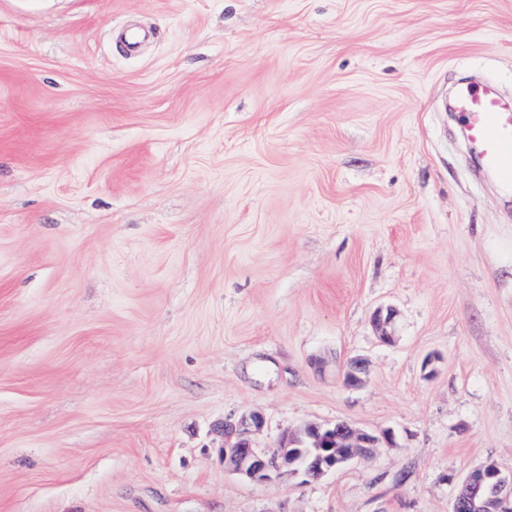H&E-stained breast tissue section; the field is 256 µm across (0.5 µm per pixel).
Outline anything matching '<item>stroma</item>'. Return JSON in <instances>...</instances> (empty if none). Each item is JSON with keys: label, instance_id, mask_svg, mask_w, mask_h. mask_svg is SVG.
Segmentation results:
<instances>
[{"label": "stroma", "instance_id": "obj_1", "mask_svg": "<svg viewBox=\"0 0 512 512\" xmlns=\"http://www.w3.org/2000/svg\"><path fill=\"white\" fill-rule=\"evenodd\" d=\"M480 83L512 104V0H0V512H449L512 469ZM247 411L395 445L260 486L220 449ZM396 316L397 312L392 307H379L373 312L371 324L382 343L393 344L397 340ZM368 362L360 357L351 358L343 373V383L347 387H357L366 381Z\"/></svg>", "mask_w": 512, "mask_h": 512}]
</instances>
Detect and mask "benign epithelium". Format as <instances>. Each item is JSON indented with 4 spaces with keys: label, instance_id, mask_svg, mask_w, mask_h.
Returning <instances> with one entry per match:
<instances>
[{
    "label": "benign epithelium",
    "instance_id": "1",
    "mask_svg": "<svg viewBox=\"0 0 512 512\" xmlns=\"http://www.w3.org/2000/svg\"><path fill=\"white\" fill-rule=\"evenodd\" d=\"M396 316L392 307H379L372 314L371 324L385 344L397 340ZM367 375L368 362L354 357L346 365L343 383L357 387ZM264 424L262 414L249 412L224 420L220 429L225 470L257 485H269L285 472L305 482L319 480L394 444L389 429L370 432L337 420L307 422L295 431L282 432L275 446L259 448L255 436ZM451 512H512V471L494 462L473 468L459 484Z\"/></svg>",
    "mask_w": 512,
    "mask_h": 512
}]
</instances>
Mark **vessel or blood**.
Wrapping results in <instances>:
<instances>
[{
  "mask_svg": "<svg viewBox=\"0 0 512 512\" xmlns=\"http://www.w3.org/2000/svg\"><path fill=\"white\" fill-rule=\"evenodd\" d=\"M454 108L483 166L512 189V107L490 89L469 85L458 92Z\"/></svg>",
  "mask_w": 512,
  "mask_h": 512,
  "instance_id": "vessel-or-blood-1",
  "label": "vessel or blood"
}]
</instances>
